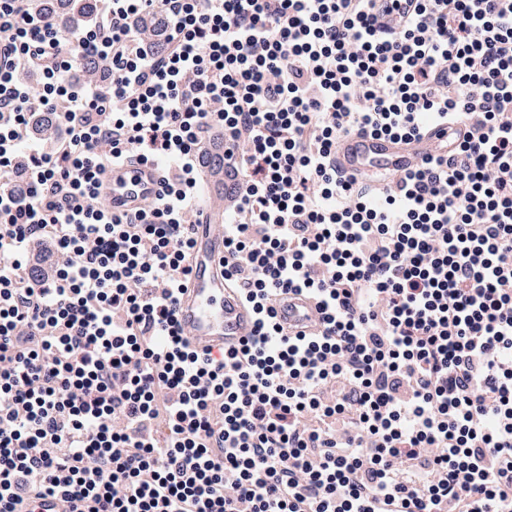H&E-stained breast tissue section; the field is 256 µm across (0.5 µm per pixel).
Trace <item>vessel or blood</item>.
<instances>
[{
    "instance_id": "1",
    "label": "vessel or blood",
    "mask_w": 512,
    "mask_h": 512,
    "mask_svg": "<svg viewBox=\"0 0 512 512\" xmlns=\"http://www.w3.org/2000/svg\"><path fill=\"white\" fill-rule=\"evenodd\" d=\"M448 139L447 127L430 129L405 139L367 133L337 138L333 161L337 171L376 189L385 190L398 175L418 165ZM165 172L150 162L115 165L99 182V195L113 212L131 215L144 200L165 190ZM229 168L211 170L201 188L200 224L192 232L195 246L188 261L189 275L178 304V321L190 347L198 353H231L252 336L254 307L240 295L239 284L224 270V214L231 202L219 198L220 187L230 186ZM276 321L284 335L318 333L324 314L305 293L285 290L272 299ZM24 512H72L68 499L47 496L27 503Z\"/></svg>"
}]
</instances>
